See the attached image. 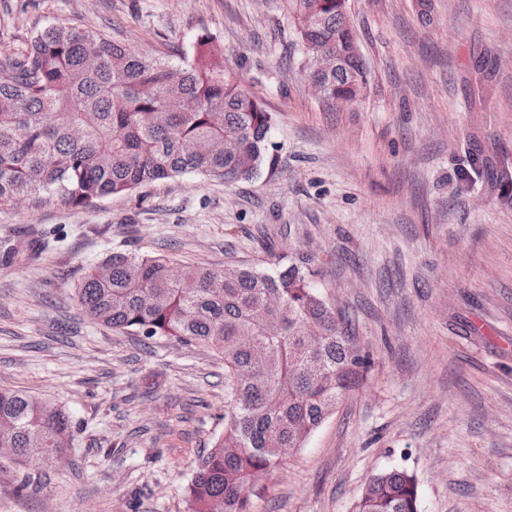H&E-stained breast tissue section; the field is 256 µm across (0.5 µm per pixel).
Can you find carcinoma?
<instances>
[{
	"label": "carcinoma",
	"mask_w": 512,
	"mask_h": 512,
	"mask_svg": "<svg viewBox=\"0 0 512 512\" xmlns=\"http://www.w3.org/2000/svg\"><path fill=\"white\" fill-rule=\"evenodd\" d=\"M309 78L323 101L356 102L367 88L346 0H288ZM341 57L328 75L320 53ZM272 114L224 70L201 37L176 65L131 52L102 30L63 23L21 50L0 48V206L47 195L78 207L195 174L250 180L266 157ZM115 251L76 288L94 322L146 339L172 338L224 359V432L199 456L191 512H250L259 477L303 447L371 368L369 353L309 283L308 259L274 274L186 265ZM75 443L69 415L23 390H0V448L14 461L54 459ZM355 512H419L413 475L372 474Z\"/></svg>",
	"instance_id": "carcinoma-1"
}]
</instances>
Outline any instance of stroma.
<instances>
[{"mask_svg": "<svg viewBox=\"0 0 512 512\" xmlns=\"http://www.w3.org/2000/svg\"><path fill=\"white\" fill-rule=\"evenodd\" d=\"M368 73L344 108L313 93L286 0H0V47L56 23L179 64L201 36L273 115L232 185L186 174L81 207H0V388L64 409L68 463L0 461V512H188L224 430L211 350L91 322L75 289L109 252L309 279L372 358L251 512H354L404 469L420 512H512V0H348Z\"/></svg>", "mask_w": 512, "mask_h": 512, "instance_id": "stroma-1", "label": "stroma"}]
</instances>
